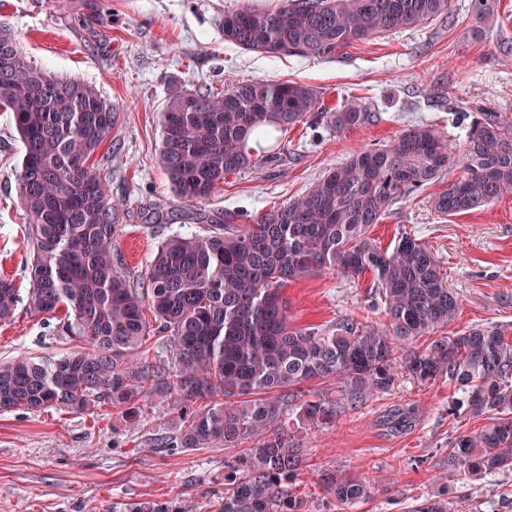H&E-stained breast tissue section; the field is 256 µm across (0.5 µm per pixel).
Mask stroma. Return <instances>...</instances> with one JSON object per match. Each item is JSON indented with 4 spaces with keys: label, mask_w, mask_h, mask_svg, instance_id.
<instances>
[{
    "label": "stroma",
    "mask_w": 512,
    "mask_h": 512,
    "mask_svg": "<svg viewBox=\"0 0 512 512\" xmlns=\"http://www.w3.org/2000/svg\"><path fill=\"white\" fill-rule=\"evenodd\" d=\"M238 0H0L7 23L38 65L94 86L120 109V148L107 159L112 196L125 219L114 250L131 285L141 288L161 243L174 233H201L186 217L145 224L144 209L173 197L158 161L157 114L167 99L168 75L186 85L223 89L237 82H300L325 105L357 98L369 113L364 124L332 131L318 123L289 129L275 158L258 170L229 176L207 209L256 217L300 194L325 172L412 124L433 123L462 147L470 109L512 118V0H494L492 26L478 28L472 0H453L448 17L352 43L333 59L271 58L225 42L216 25ZM22 144L11 113L0 112V276L12 279L21 301L0 321V360L20 355L61 356L69 346L56 321L31 315L26 213L18 200ZM430 190L395 204L371 238L393 247L407 234L437 255L444 282L461 305L451 327L462 330L512 324V196L453 217L430 206ZM373 274L350 278L314 272L284 289L291 320L329 325L348 316L385 321L373 293ZM453 385H423L400 377L394 388L364 400L332 424L305 430L309 467L297 484L308 512H407L416 500L450 490L471 512H512L491 496L512 493V473L477 479L448 472V443L480 429L481 419L448 413ZM137 423L112 408L84 413L48 409L33 414L0 411V512H112L133 500L174 497L216 512L224 499V463L233 450L165 448L184 420L170 399H134ZM410 411L404 427L388 420ZM369 477L371 494L343 505L319 484L324 473Z\"/></svg>",
    "instance_id": "obj_1"
}]
</instances>
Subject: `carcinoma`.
<instances>
[{"label":"carcinoma","mask_w":512,"mask_h":512,"mask_svg":"<svg viewBox=\"0 0 512 512\" xmlns=\"http://www.w3.org/2000/svg\"><path fill=\"white\" fill-rule=\"evenodd\" d=\"M472 10L492 24L490 0H472ZM450 11L451 0H279L270 10L243 0L219 27L224 41L247 51L334 59L353 42ZM0 110L12 113L22 143L18 196L33 250L28 306L34 315L64 309L60 331L72 342L59 357L0 361V411H122L138 396L173 398L185 429L165 447L238 449L224 463L218 512H305L293 486L308 464L284 420L286 405L298 399L310 425H329L345 405L390 390L405 373L422 384H456L451 414L486 420L449 443L448 472L512 471V324L447 333L460 300L444 285L432 249L403 235L382 250L370 238L395 203L453 166L459 175L430 198L440 216L512 195L511 118L476 108L461 151L435 125H411L241 225L237 212L202 208L226 176L259 168L255 150H275L281 133L313 113L337 131L362 124L367 112L357 102L319 107L305 84L239 82L218 92L188 89L174 77L159 113L160 165L177 203L208 228L165 239L148 265L147 287L138 289L112 250L124 217L112 200V175L93 161L112 150L120 112L92 85L35 64L2 22ZM324 268L373 273L386 321L295 326L283 289ZM19 301L12 281L0 278L1 321ZM147 307L168 334L169 363L144 350ZM422 336L432 341L418 349ZM325 380L336 381V392L304 393ZM323 485L342 504L370 494L361 476L329 474ZM190 509L173 498L127 502L119 512ZM409 512L463 508L453 498H426Z\"/></svg>","instance_id":"obj_1"}]
</instances>
